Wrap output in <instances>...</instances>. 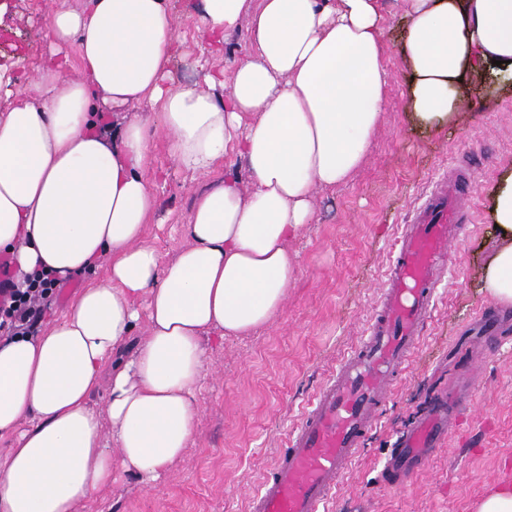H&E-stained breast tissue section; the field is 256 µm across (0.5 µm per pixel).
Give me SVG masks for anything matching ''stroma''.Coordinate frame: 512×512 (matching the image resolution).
<instances>
[{"label": "stroma", "instance_id": "stroma-1", "mask_svg": "<svg viewBox=\"0 0 512 512\" xmlns=\"http://www.w3.org/2000/svg\"><path fill=\"white\" fill-rule=\"evenodd\" d=\"M51 5L0 0V108L29 86L52 49L43 21ZM196 5L175 0L173 76L183 84L199 79L197 58L221 70L247 46L242 30L222 52L210 53L198 31ZM387 10L384 125L364 167L348 183L318 195L315 221L292 243L300 270L276 323L212 343L197 393L194 441L155 488L118 470L111 485L77 512H247L249 496L286 450L292 427L364 338L404 226L435 180L464 168L477 181L467 202L474 222L453 244L452 267L421 341L324 512H475L490 484L512 479V337L480 353L473 336L481 310L494 303L483 288V268L492 245L491 193L512 169V90L474 85L457 122L421 128L407 107L396 0ZM151 167L159 174L152 185L159 210L146 235L168 261L187 244L179 227L205 180L176 167L163 138L151 145ZM469 364L474 401L445 444L405 485L385 486L383 472L398 439L431 396Z\"/></svg>", "mask_w": 512, "mask_h": 512}]
</instances>
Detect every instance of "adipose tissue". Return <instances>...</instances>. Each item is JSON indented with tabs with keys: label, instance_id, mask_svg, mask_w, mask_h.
I'll list each match as a JSON object with an SVG mask.
<instances>
[{
	"label": "adipose tissue",
	"instance_id": "1",
	"mask_svg": "<svg viewBox=\"0 0 512 512\" xmlns=\"http://www.w3.org/2000/svg\"><path fill=\"white\" fill-rule=\"evenodd\" d=\"M400 2L420 126L456 120L472 83H512V0ZM54 3L46 27L75 45L78 68L68 75L51 57L0 110V251L20 273L86 282L41 334L0 341V512H75L114 469L151 484L184 453L210 342L277 319L299 270L289 245L313 223L317 193L365 164L389 81L382 0H200L213 49L243 22L249 47L193 85L172 75L171 0ZM143 103L152 115L126 118ZM161 134L179 167L209 179L182 227L188 244L168 262L145 237ZM489 213L483 287L510 304L512 170ZM105 256L108 274L95 278Z\"/></svg>",
	"mask_w": 512,
	"mask_h": 512
}]
</instances>
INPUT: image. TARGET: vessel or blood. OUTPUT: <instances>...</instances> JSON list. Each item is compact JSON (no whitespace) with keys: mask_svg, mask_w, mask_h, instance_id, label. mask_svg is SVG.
Masks as SVG:
<instances>
[{"mask_svg":"<svg viewBox=\"0 0 512 512\" xmlns=\"http://www.w3.org/2000/svg\"><path fill=\"white\" fill-rule=\"evenodd\" d=\"M475 188L472 175L460 171L454 180H440L426 196L414 225L403 230L380 310L366 338L341 362L290 431L283 457L250 496L248 512H321L337 478L352 464L377 423L393 381L419 344L421 325L447 271V248L464 231L462 204ZM507 319L506 311L483 310L482 339L498 338ZM471 401L472 387L465 381L438 393L392 457L386 486H397L420 471Z\"/></svg>","mask_w":512,"mask_h":512,"instance_id":"b4317fda","label":"vessel or blood"}]
</instances>
